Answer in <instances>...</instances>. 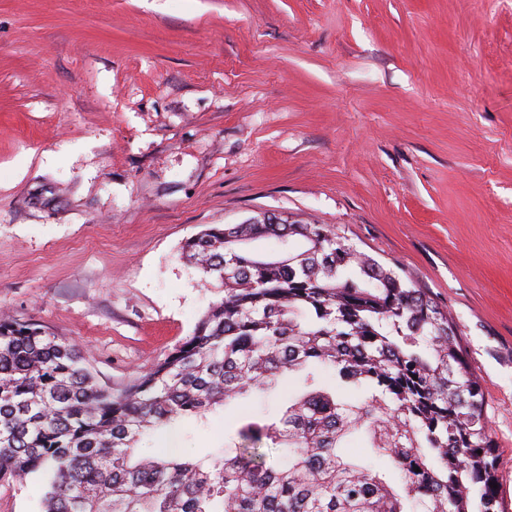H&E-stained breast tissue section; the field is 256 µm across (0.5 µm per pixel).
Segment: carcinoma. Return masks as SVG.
Masks as SVG:
<instances>
[{
  "label": "carcinoma",
  "mask_w": 512,
  "mask_h": 512,
  "mask_svg": "<svg viewBox=\"0 0 512 512\" xmlns=\"http://www.w3.org/2000/svg\"><path fill=\"white\" fill-rule=\"evenodd\" d=\"M265 219L183 243L224 296L118 395L76 342L1 315L0 481L41 475L44 512H502L485 396L448 312L341 229ZM285 377L281 408L237 418L228 448L139 453L148 432Z\"/></svg>",
  "instance_id": "carcinoma-1"
}]
</instances>
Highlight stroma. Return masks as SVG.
Listing matches in <instances>:
<instances>
[{
    "label": "stroma",
    "mask_w": 512,
    "mask_h": 512,
    "mask_svg": "<svg viewBox=\"0 0 512 512\" xmlns=\"http://www.w3.org/2000/svg\"><path fill=\"white\" fill-rule=\"evenodd\" d=\"M261 212L448 310L512 512V0H0V312L121 393L221 296L183 242ZM234 419L142 447L198 459Z\"/></svg>",
    "instance_id": "1"
}]
</instances>
